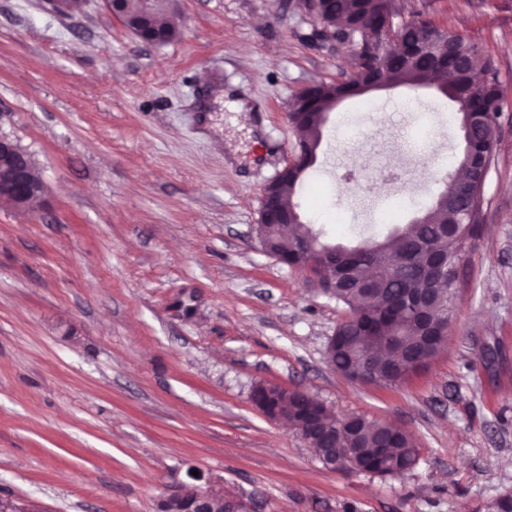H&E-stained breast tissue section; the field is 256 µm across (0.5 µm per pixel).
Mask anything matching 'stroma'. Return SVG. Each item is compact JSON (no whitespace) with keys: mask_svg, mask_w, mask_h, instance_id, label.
Masks as SVG:
<instances>
[{"mask_svg":"<svg viewBox=\"0 0 512 512\" xmlns=\"http://www.w3.org/2000/svg\"><path fill=\"white\" fill-rule=\"evenodd\" d=\"M409 4L484 47L504 101L448 346L383 387L330 367L346 308L256 233L296 143L291 99L349 74L301 0H177L161 46L103 0H0V136L44 186L0 202V512H156L191 469L249 512H482L512 493V0ZM459 135L438 93L344 101L297 193L304 223L387 236L432 206ZM387 164L397 180L376 179ZM259 382L404 428L413 471L325 468L255 408Z\"/></svg>","mask_w":512,"mask_h":512,"instance_id":"obj_1","label":"stroma"}]
</instances>
